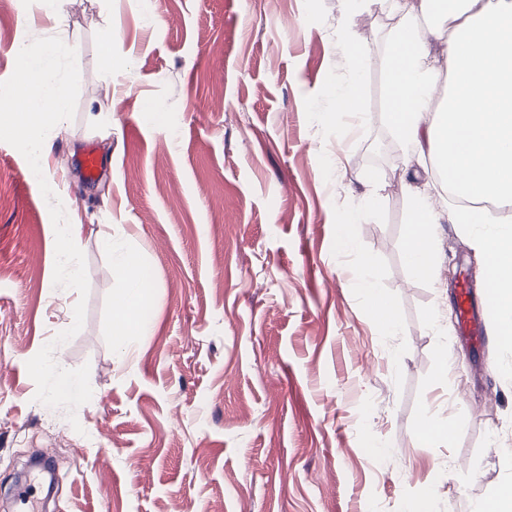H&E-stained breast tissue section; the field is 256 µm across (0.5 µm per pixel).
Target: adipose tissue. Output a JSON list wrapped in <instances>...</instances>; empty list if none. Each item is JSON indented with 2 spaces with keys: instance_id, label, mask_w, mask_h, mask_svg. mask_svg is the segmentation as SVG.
I'll return each instance as SVG.
<instances>
[{
  "instance_id": "ef3b65f1",
  "label": "adipose tissue",
  "mask_w": 512,
  "mask_h": 512,
  "mask_svg": "<svg viewBox=\"0 0 512 512\" xmlns=\"http://www.w3.org/2000/svg\"><path fill=\"white\" fill-rule=\"evenodd\" d=\"M398 15L388 36L387 116L397 141L450 171L449 185L466 206L452 223L482 227L478 245L493 275L492 307L512 343V0H374ZM447 33L444 58L432 41ZM447 77L439 85V77ZM405 259L419 277L435 279L433 224L444 216L432 196L409 195ZM137 255L120 268L127 286L116 305L118 331L138 336L148 292L138 280Z\"/></svg>"
}]
</instances>
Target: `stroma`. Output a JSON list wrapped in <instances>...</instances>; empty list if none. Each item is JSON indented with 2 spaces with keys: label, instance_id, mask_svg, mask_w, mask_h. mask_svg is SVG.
<instances>
[{
  "label": "stroma",
  "instance_id": "obj_1",
  "mask_svg": "<svg viewBox=\"0 0 512 512\" xmlns=\"http://www.w3.org/2000/svg\"><path fill=\"white\" fill-rule=\"evenodd\" d=\"M6 17L0 81L33 39L77 51L75 116L41 167L90 285L83 328L54 357L89 365L93 394L76 429L34 400L26 363L79 295L54 286L47 202L0 144V505L34 448L60 464L55 512H410L431 488L437 512H471L512 478V348L459 334L458 283L479 299L491 282L475 237L434 225L443 295L403 260L408 192L426 182L408 180L385 118L397 15L354 20L374 45L358 121L333 116L351 78L343 0H69L61 23L42 5ZM369 194V222L339 245L341 216ZM128 249L149 325L119 339ZM365 276L396 305L393 334L359 293ZM425 418L448 441L421 442Z\"/></svg>",
  "mask_w": 512,
  "mask_h": 512
}]
</instances>
